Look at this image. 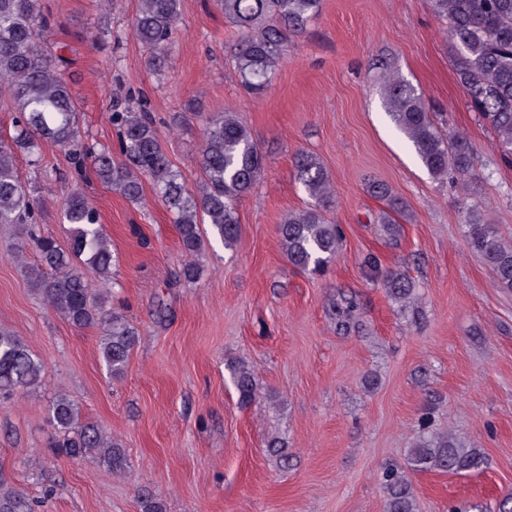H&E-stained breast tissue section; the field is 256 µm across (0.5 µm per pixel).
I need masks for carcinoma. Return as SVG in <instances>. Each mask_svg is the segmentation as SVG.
Segmentation results:
<instances>
[{
    "label": "carcinoma",
    "mask_w": 512,
    "mask_h": 512,
    "mask_svg": "<svg viewBox=\"0 0 512 512\" xmlns=\"http://www.w3.org/2000/svg\"><path fill=\"white\" fill-rule=\"evenodd\" d=\"M321 0H217L224 19L236 31L232 61L241 86L258 94L288 52V45L305 30L320 10ZM431 10L448 24V37L456 47L453 68L468 103L493 131L496 147L512 159V0H429ZM181 0H140L132 34L149 49L146 66L165 67L177 34ZM49 20L41 0H0V87L7 89L17 110L16 134L0 138V224H13L20 245L17 253L37 252L40 266L31 269L35 293L72 325L102 330L101 358L107 373H124L136 344L138 330L129 320L107 309L108 296L92 293L81 266L108 281L113 255L99 215L78 185L63 203L64 223L72 225L67 246L37 231L39 205L33 186L17 168L20 152L34 153L41 141L66 149L76 177L91 165L97 179L128 202L143 200L142 179H150L158 200L174 215L185 250L200 253L204 244L201 225L212 237L233 246L241 228L237 204L249 194L264 171V157L250 127L233 112L217 114L206 122L200 164L203 182L189 189L173 168L159 137L156 119L144 96L130 93L116 103L112 125L117 146L96 149L82 139L77 104L58 62L42 45ZM385 106L396 127L410 141L419 161L437 180L450 176L467 181L473 173L474 152L466 138L443 132L436 124L422 93L387 70L382 75ZM295 175L308 197L298 211H290L280 224V240L288 262L307 272L318 271L340 253L339 225L326 218L334 203L329 174L320 160L302 152L294 160ZM370 192L385 201L388 211L381 223L394 224L407 216L405 203L381 183ZM469 245L478 251L502 288H512V245L479 216L469 219ZM388 297L406 306L416 300L415 285L399 273L384 279ZM44 363L12 332L0 329V399L40 386ZM240 404L257 397L252 370L243 362L231 366ZM56 433L54 447L72 457L100 451L111 472H120L126 459L118 443L95 425L80 420L76 404L58 395L49 409ZM414 469L466 475L484 464V456L451 434L421 439L410 449ZM386 512H415V495L403 472L381 474ZM0 512H34L18 489L0 479Z\"/></svg>",
    "instance_id": "carcinoma-1"
}]
</instances>
